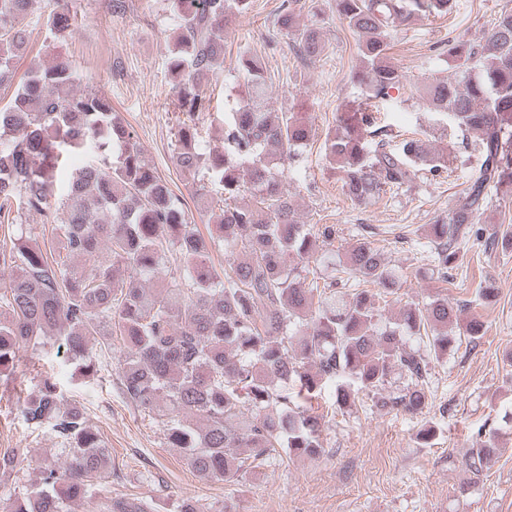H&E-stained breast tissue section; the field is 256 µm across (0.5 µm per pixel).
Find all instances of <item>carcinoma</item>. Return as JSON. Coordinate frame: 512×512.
Returning <instances> with one entry per match:
<instances>
[{
    "label": "carcinoma",
    "instance_id": "obj_1",
    "mask_svg": "<svg viewBox=\"0 0 512 512\" xmlns=\"http://www.w3.org/2000/svg\"><path fill=\"white\" fill-rule=\"evenodd\" d=\"M32 0H0V85L15 76L13 61L26 48L25 19ZM250 0H172L179 22L172 31L168 72L177 89L176 165L194 176L204 169L221 190L211 211L212 242L224 246L222 272L209 265L208 244L171 188L143 159L135 130L97 92L75 90L65 62L33 68L0 108V227L12 228L36 213L54 224L50 240L0 245V373L23 348L52 338L90 374L96 336L120 339L121 385L130 403L157 414L169 447L201 477L241 483L258 461L278 448L288 456L316 458L325 425L313 401L323 384L337 382L342 409L363 393L382 410L421 413L429 405V363L448 355L458 337L481 335L476 317L437 296L405 303L396 326H381L377 301L397 293L399 277L370 241L345 249L338 274L316 262L317 242L331 244L333 226L304 224L288 194L285 163L307 144L311 129L266 106L269 84L257 53L245 51L238 68L246 100L224 116V150L195 147L197 124L209 110L202 80L224 59L219 35ZM289 0L276 17L279 33L306 60L326 45L316 29L301 26ZM450 0H336V12L360 36L364 66L355 74L364 101L341 114L326 139L328 156L344 173L343 191L362 205L390 188L415 181L421 167L433 176L448 170V153L418 140L398 150L377 134L373 107L390 96L402 75L389 57L390 31L415 14L446 15ZM456 76L426 89L434 111L479 134L483 161L448 217L430 225L432 262L442 281L460 259V245L485 239L512 246V231L484 234L478 217L492 186H512V9L502 11L485 43L448 41ZM112 152L109 170L85 164L69 175L51 219L48 191L70 157L88 143ZM79 257L81 264L71 263ZM123 265L126 278L115 280ZM164 275V288L145 287ZM378 286L349 289V280ZM412 337L422 347L409 346ZM34 430L46 426L69 445L61 465L42 468L36 487L0 500V512H62L65 500L91 498L106 479L111 449L67 407L57 386L44 381L19 398ZM498 439L490 433L468 450L475 475L490 469ZM102 512H150L144 500L110 497Z\"/></svg>",
    "mask_w": 512,
    "mask_h": 512
}]
</instances>
